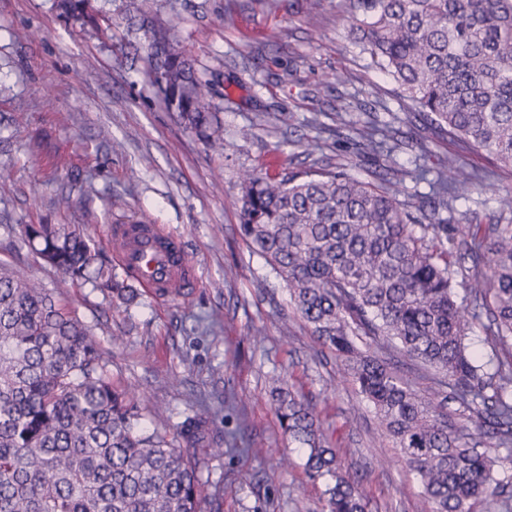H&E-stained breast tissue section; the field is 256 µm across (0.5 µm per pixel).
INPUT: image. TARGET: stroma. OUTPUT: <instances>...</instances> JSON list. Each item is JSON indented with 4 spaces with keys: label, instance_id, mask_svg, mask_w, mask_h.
I'll list each match as a JSON object with an SVG mask.
<instances>
[{
    "label": "stroma",
    "instance_id": "stroma-1",
    "mask_svg": "<svg viewBox=\"0 0 512 512\" xmlns=\"http://www.w3.org/2000/svg\"><path fill=\"white\" fill-rule=\"evenodd\" d=\"M309 26L305 0H156L169 29L210 84L224 126L215 155L184 130L144 75L148 32L126 40V0H91L112 19L111 36L63 17L55 0H0V262L60 293L91 326L115 383L159 407L153 427L176 433L199 403L219 415L211 447L200 452L203 512H321L325 483L309 477L304 451L283 433L270 394L286 375L342 450L344 469L370 499L368 512H431L421 483L399 459L372 406L341 376L287 288L251 253L239 230V176L248 169L284 173L345 164L372 180L357 157L355 128L377 120L411 132L400 168L435 166L457 152L447 136L413 125V102L349 33L348 0H322ZM322 128L311 125L313 96ZM281 113L277 128L262 114ZM320 137L319 158L305 156ZM59 149L73 166L53 171ZM512 190V168H495L489 186L471 188L459 211L493 220L499 193ZM69 210L57 209L59 195ZM126 219L161 224L179 235L195 282L177 298L141 292L123 305L71 282L24 241L28 224H79L110 253L106 229ZM238 408L223 416L225 390ZM243 424L261 457L219 451L225 427ZM288 454L291 463L279 462Z\"/></svg>",
    "mask_w": 512,
    "mask_h": 512
}]
</instances>
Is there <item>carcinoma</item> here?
I'll list each match as a JSON object with an SVG mask.
<instances>
[{
    "mask_svg": "<svg viewBox=\"0 0 512 512\" xmlns=\"http://www.w3.org/2000/svg\"><path fill=\"white\" fill-rule=\"evenodd\" d=\"M350 32L399 84L420 120L447 127L464 149L512 165V0H349ZM61 15L98 27L89 0H58ZM130 27L151 33L146 75L168 110L211 150L224 139L194 61L154 20V0H128ZM359 155L387 161L402 143L371 121ZM378 182L343 166L241 176L240 231L290 293L343 377L374 406L385 436L420 477L433 512H472L484 500L512 512V354L485 362L468 343L480 324L492 346L512 345V224L437 221L489 172L450 157L429 201L397 199L398 170ZM40 258L74 282L124 304L129 278L76 224H28ZM463 292H458V288ZM399 352L431 381L421 395L383 358ZM288 439L326 482L323 512H367L314 408L271 378ZM463 421L449 419L448 401ZM144 399L112 383L88 325L37 281L0 264V512H201L197 447L215 412L200 406L170 438L141 426ZM495 439L497 451L483 448ZM231 451L256 453L244 434Z\"/></svg>",
    "mask_w": 512,
    "mask_h": 512,
    "instance_id": "1",
    "label": "carcinoma"
}]
</instances>
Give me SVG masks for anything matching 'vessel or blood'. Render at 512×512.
<instances>
[{"label":"vessel or blood","instance_id":"vessel-or-blood-1","mask_svg":"<svg viewBox=\"0 0 512 512\" xmlns=\"http://www.w3.org/2000/svg\"><path fill=\"white\" fill-rule=\"evenodd\" d=\"M108 237L122 266L136 273L151 294L168 297L193 282L195 271L177 235L156 224L129 221L110 225Z\"/></svg>","mask_w":512,"mask_h":512}]
</instances>
